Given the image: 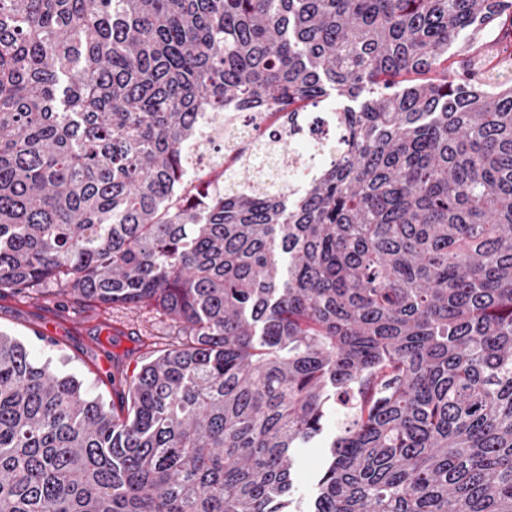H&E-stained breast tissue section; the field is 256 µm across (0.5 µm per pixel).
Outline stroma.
Segmentation results:
<instances>
[{
  "label": "stroma",
  "mask_w": 512,
  "mask_h": 512,
  "mask_svg": "<svg viewBox=\"0 0 512 512\" xmlns=\"http://www.w3.org/2000/svg\"><path fill=\"white\" fill-rule=\"evenodd\" d=\"M0 331L28 342L34 357L52 360L56 371L94 384L108 403L114 398L113 376L131 378L147 357L146 343L162 350L176 337L175 323L162 311L106 307L55 289L31 297L0 296ZM341 425V415L328 414L322 436L298 450L295 484L302 499H309L314 478L330 453L328 441Z\"/></svg>",
  "instance_id": "1"
}]
</instances>
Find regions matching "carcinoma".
<instances>
[{"instance_id":"obj_1","label":"carcinoma","mask_w":512,"mask_h":512,"mask_svg":"<svg viewBox=\"0 0 512 512\" xmlns=\"http://www.w3.org/2000/svg\"><path fill=\"white\" fill-rule=\"evenodd\" d=\"M512 0H0V292L161 309L115 392L0 331V512H512ZM467 45L450 55L459 34ZM336 141L186 182L205 114ZM274 137V138H276ZM272 137L256 140L269 145ZM342 426V414L336 408V415L334 411L330 412L324 423V431L322 436L310 444L308 448H299L294 462V469L296 471L295 484L299 490V496L305 502L310 498L313 490V481L317 473L323 467L327 457L330 453L328 440L339 433Z\"/></svg>"}]
</instances>
